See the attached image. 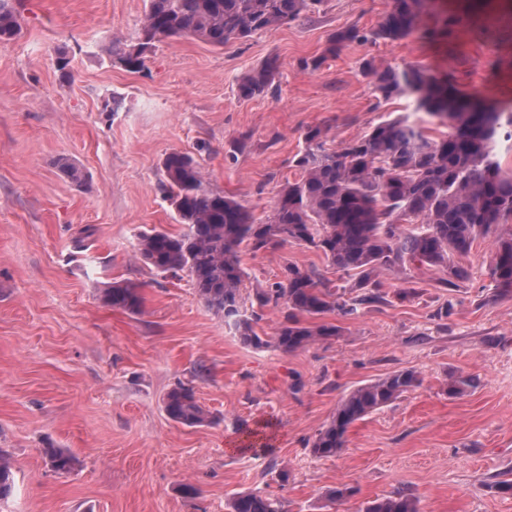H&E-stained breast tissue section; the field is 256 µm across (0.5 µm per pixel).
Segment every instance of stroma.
<instances>
[{"label":"stroma","mask_w":512,"mask_h":512,"mask_svg":"<svg viewBox=\"0 0 512 512\" xmlns=\"http://www.w3.org/2000/svg\"><path fill=\"white\" fill-rule=\"evenodd\" d=\"M471 2L430 0L424 25L464 18L448 42L352 43L325 55L333 32L373 28L388 3L326 0L310 19L221 48L164 40L131 73L105 49L134 38L146 0H12L20 33L0 41V448L12 457L13 489L0 512H227L247 491L289 512H360L400 488L420 512H512V495L495 488L512 479V297L490 298L488 242L462 258L470 278L460 288L410 267L404 280L385 278L390 303L353 320L328 315L342 336L290 354L241 344L188 276L133 259L141 231L186 230L160 186L167 153L195 156L211 187L260 221L297 178L307 128L329 127L335 149L412 112L411 99H378L365 58L420 64L512 107V0ZM62 50L68 83L56 67ZM318 55V70L302 69ZM270 58L279 63L272 88L239 98L238 78ZM114 98L119 111H105ZM60 157L82 183L57 169ZM86 226L94 234L76 248ZM289 263L347 281L321 251L291 243L242 252V297ZM405 280L415 293L396 299ZM114 281L139 286L141 313L103 303ZM404 369L419 373V387L355 423L340 455H313L345 394ZM460 373L478 384L449 395L445 382ZM180 383L212 423L168 417L163 400ZM49 443L78 459L73 472L48 468ZM187 484L197 495L184 494ZM340 484L358 492L334 508L323 494Z\"/></svg>","instance_id":"stroma-1"}]
</instances>
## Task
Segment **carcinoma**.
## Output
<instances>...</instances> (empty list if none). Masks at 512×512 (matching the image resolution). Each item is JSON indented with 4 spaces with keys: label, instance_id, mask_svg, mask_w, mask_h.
Returning a JSON list of instances; mask_svg holds the SVG:
<instances>
[{
    "label": "carcinoma",
    "instance_id": "carcinoma-1",
    "mask_svg": "<svg viewBox=\"0 0 512 512\" xmlns=\"http://www.w3.org/2000/svg\"><path fill=\"white\" fill-rule=\"evenodd\" d=\"M324 0H148V7L130 42L112 43L108 55L130 72L145 67L155 43L191 37L222 48L254 34L271 31L321 10ZM427 0H389L377 25L363 32L356 27L331 34L324 54L303 62L315 71L325 55L349 43H395L417 36L451 38L462 17L450 15L439 29L421 27ZM20 23L10 0H0V40L18 35ZM277 61L268 60L243 75L238 93L251 99L271 87ZM364 75L373 80L383 100H413L414 111L429 123L444 127L438 136L407 115L386 119L370 131L328 152L329 128L313 127L304 135L305 147L295 160L299 175L286 181L267 221L256 222L251 211L212 189L198 160L188 152L172 151L162 162V186L187 232L173 235L153 227L138 235L136 259L161 274L190 278L204 303L221 313L244 345L266 344L255 331L260 310L272 305L281 319L275 346L293 353L341 335L332 323H306L335 313L348 318L372 304L386 301L383 276L399 274L412 265L435 268L441 287L453 291L468 279L455 260L484 240L492 250L488 274L494 283L491 300L512 296V172L503 171L494 150L503 111L479 93L458 89L450 78L437 77L420 64L393 66L365 60ZM299 243L320 250L329 265L350 279L343 289L315 270L294 264L284 267L283 279L258 283L250 306L240 294L247 273L239 254L276 250ZM103 302L130 313L141 312L139 288L114 283L102 291ZM421 384L417 371L405 369L360 385L344 395L331 422L312 442V452L332 457L343 452L349 428ZM476 386L468 375H451L448 394L457 396ZM164 409L174 421L202 426L210 421L193 389L172 388ZM43 454L50 467L68 473L77 464L60 448ZM12 462L0 448V500L11 489ZM346 484L325 493L331 504L354 496ZM230 512H287L278 498L241 492L228 503ZM361 512H420L418 498L399 489L363 504Z\"/></svg>",
    "mask_w": 512,
    "mask_h": 512
}]
</instances>
